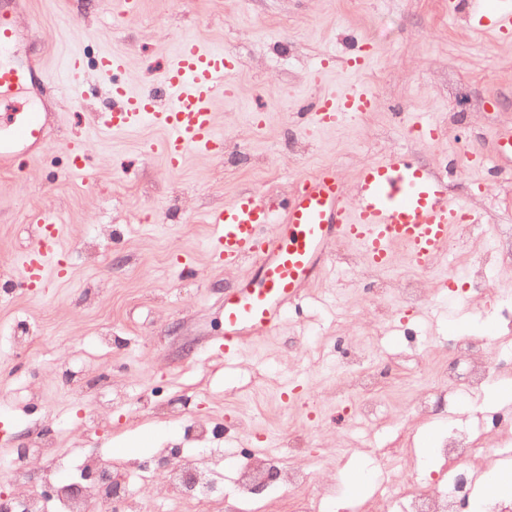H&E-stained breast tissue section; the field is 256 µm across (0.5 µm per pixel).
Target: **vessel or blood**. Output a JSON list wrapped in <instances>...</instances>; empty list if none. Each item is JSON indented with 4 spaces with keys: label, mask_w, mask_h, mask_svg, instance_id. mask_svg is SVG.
I'll list each match as a JSON object with an SVG mask.
<instances>
[{
    "label": "vessel or blood",
    "mask_w": 512,
    "mask_h": 512,
    "mask_svg": "<svg viewBox=\"0 0 512 512\" xmlns=\"http://www.w3.org/2000/svg\"><path fill=\"white\" fill-rule=\"evenodd\" d=\"M475 30L500 37L512 36V9L492 10L476 0L472 11ZM24 23L12 6L0 5V101L20 93L38 96L53 77L42 57L29 55L15 62L10 52L22 40ZM127 67L126 56L107 52L97 61L99 75L108 82L114 107L103 123L115 133L150 122L163 133L161 151L169 167H180L189 155L215 156L224 147L216 129L215 104L227 91V79L237 61L230 53L207 48L198 41L179 43L159 80L164 93H137L118 80ZM70 80L64 90L79 96L84 90V59L70 55ZM374 92L350 85L340 94L320 97L307 122L316 128L335 126L376 107ZM0 124V160L27 158L49 147L48 126L39 113H7ZM68 170L86 177L92 173L84 144L67 149ZM37 233L22 258V275L30 287L45 286L50 262L61 256L60 219L55 210L41 208L32 215ZM217 227L212 241L216 259L234 268L249 260L257 278L243 281L224 297V355L240 356L255 336L269 334L285 319L306 286L326 270L325 260L339 241L356 243L367 265L387 267L395 249L410 262L430 266L447 251L458 224L476 223L475 214L448 192V178L416 163L405 153H392L363 165L354 188H346L334 167L324 166L305 176L290 195L283 214H276L257 194L243 192L213 211Z\"/></svg>",
    "instance_id": "vessel-or-blood-1"
}]
</instances>
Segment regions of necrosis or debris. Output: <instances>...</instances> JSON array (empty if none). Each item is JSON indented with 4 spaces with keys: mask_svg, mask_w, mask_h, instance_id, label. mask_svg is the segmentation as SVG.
I'll list each match as a JSON object with an SVG mask.
<instances>
[{
    "mask_svg": "<svg viewBox=\"0 0 512 512\" xmlns=\"http://www.w3.org/2000/svg\"><path fill=\"white\" fill-rule=\"evenodd\" d=\"M452 349L463 368L460 372L440 366L431 374V385L422 399L412 406L413 418L420 419L438 405L456 409L460 398L474 397L484 387L503 379H512V348L499 352L494 362H485L475 341L469 337L457 338ZM362 352L347 353L351 368L339 383L344 393L360 395L357 417L364 422L374 421L381 408L378 391L385 381L384 373L360 369ZM189 434L197 443L199 452L193 456L168 457L166 473L173 479L172 491L177 500L201 496L217 479V469L211 454L206 451L211 440L208 424L193 422ZM484 425L451 428L442 448L438 450L443 478L440 483L427 485L418 481L399 483L387 476L388 471H406L409 468L408 451L394 446L383 449L378 459L384 478L375 480L373 493L365 512H469V505L477 497L479 479L477 463L486 453ZM46 454L50 463L39 482L26 480V467L31 457ZM108 467L115 474L112 486L105 487L89 481V472ZM278 473L288 489L285 512H321L332 495L329 486L311 488L309 474L296 470L281 458L262 451L256 452L237 471V498L246 502L254 498L255 488L269 473ZM73 473L81 477L80 494H72L60 477ZM10 474L16 491L10 497L9 512H162L161 507L149 506L129 490L131 482L154 479L151 471H134L123 462L107 455L79 458L57 449L56 442L41 436L22 448L13 449Z\"/></svg>",
    "mask_w": 512,
    "mask_h": 512,
    "instance_id": "obj_1",
    "label": "necrosis or debris"
}]
</instances>
